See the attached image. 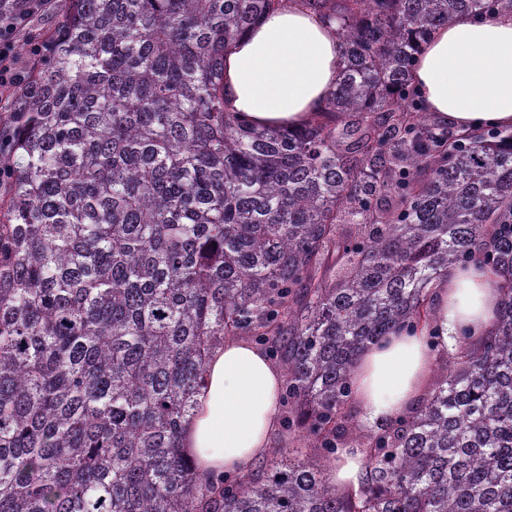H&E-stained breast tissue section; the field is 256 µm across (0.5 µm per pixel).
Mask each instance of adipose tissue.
<instances>
[{"label": "adipose tissue", "instance_id": "adipose-tissue-1", "mask_svg": "<svg viewBox=\"0 0 512 512\" xmlns=\"http://www.w3.org/2000/svg\"><path fill=\"white\" fill-rule=\"evenodd\" d=\"M338 36L318 12L295 4L271 12L225 56L224 105L258 127H297L321 111L338 80ZM413 80L436 121L464 131L512 125V12L477 22L461 15L421 48ZM437 350L400 334L372 346L354 371V403L370 419L395 417L424 395L437 353L461 328L487 330L501 303L490 272L449 269L436 286ZM205 387L183 443L200 471L245 473L265 448L278 413L282 377L256 346L225 342L210 355Z\"/></svg>", "mask_w": 512, "mask_h": 512}]
</instances>
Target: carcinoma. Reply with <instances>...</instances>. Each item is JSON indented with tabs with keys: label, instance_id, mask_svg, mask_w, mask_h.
<instances>
[{
	"label": "carcinoma",
	"instance_id": "1",
	"mask_svg": "<svg viewBox=\"0 0 512 512\" xmlns=\"http://www.w3.org/2000/svg\"><path fill=\"white\" fill-rule=\"evenodd\" d=\"M340 78L297 128L224 108V55L290 2ZM512 0H66L0 152V512H512V126L458 132L411 82L460 14ZM474 263L502 293L418 406L350 411L371 346L430 326ZM282 364L314 460L198 472L183 446L224 342ZM362 448L359 490L332 485Z\"/></svg>",
	"mask_w": 512,
	"mask_h": 512
}]
</instances>
